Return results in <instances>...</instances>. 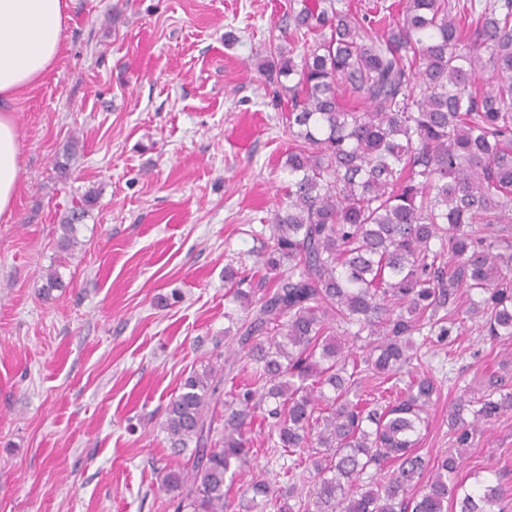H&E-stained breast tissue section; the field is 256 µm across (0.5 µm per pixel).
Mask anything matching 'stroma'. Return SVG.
Listing matches in <instances>:
<instances>
[{"mask_svg": "<svg viewBox=\"0 0 512 512\" xmlns=\"http://www.w3.org/2000/svg\"><path fill=\"white\" fill-rule=\"evenodd\" d=\"M289 0H74L64 45L14 109L22 144L12 223H0V512H172L165 406L224 349L226 268L257 269L248 231L287 183V104L259 65L288 44ZM67 162L59 176L56 162ZM95 203L78 246L61 220ZM55 270L60 288L44 293ZM439 383L417 452L452 448L448 406L489 375L512 389V341L466 321L433 344ZM291 456L253 426L227 512ZM455 480L512 489V410L478 424ZM94 199L89 195H85L82 205L74 208L66 217H64L59 227L61 235L59 243L62 250H70L78 244L77 224H80L87 213L88 207L93 205Z\"/></svg>", "mask_w": 512, "mask_h": 512, "instance_id": "stroma-1", "label": "stroma"}]
</instances>
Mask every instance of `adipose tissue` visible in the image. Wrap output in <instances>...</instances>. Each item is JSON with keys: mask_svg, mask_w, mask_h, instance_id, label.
<instances>
[{"mask_svg": "<svg viewBox=\"0 0 512 512\" xmlns=\"http://www.w3.org/2000/svg\"><path fill=\"white\" fill-rule=\"evenodd\" d=\"M70 0H0V222L11 223L21 172L12 103L53 68L67 28Z\"/></svg>", "mask_w": 512, "mask_h": 512, "instance_id": "obj_1", "label": "adipose tissue"}]
</instances>
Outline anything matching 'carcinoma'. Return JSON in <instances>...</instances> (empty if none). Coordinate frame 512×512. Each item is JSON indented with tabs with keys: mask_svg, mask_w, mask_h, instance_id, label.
Masks as SVG:
<instances>
[{
	"mask_svg": "<svg viewBox=\"0 0 512 512\" xmlns=\"http://www.w3.org/2000/svg\"><path fill=\"white\" fill-rule=\"evenodd\" d=\"M300 2L288 12L300 61L290 49L263 68L290 103L287 190L262 225L258 272L224 274L245 313L224 338L243 355H216L167 404L171 446L194 444L190 469L163 475L169 507L224 512L259 417L311 489L283 496L255 478L245 512H492L501 485L452 479L475 430L461 414L489 420L512 392L492 374L448 406L455 451L423 484L417 445L437 380L420 367L422 347L462 316L512 339V242L497 228L512 224V0H406L361 16L344 0ZM341 90L363 107L345 108ZM93 202L59 224L62 249Z\"/></svg>",
	"mask_w": 512,
	"mask_h": 512,
	"instance_id": "obj_1",
	"label": "carcinoma"
}]
</instances>
